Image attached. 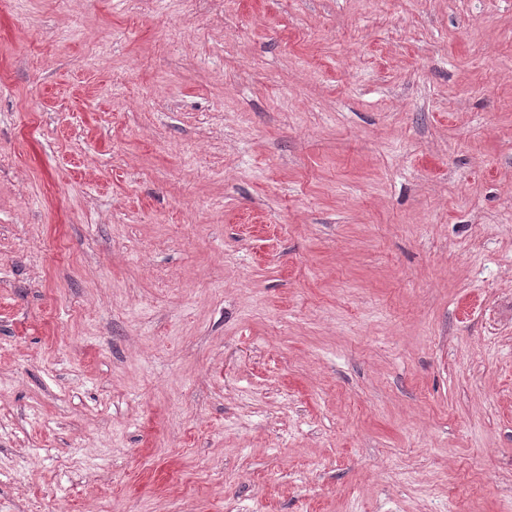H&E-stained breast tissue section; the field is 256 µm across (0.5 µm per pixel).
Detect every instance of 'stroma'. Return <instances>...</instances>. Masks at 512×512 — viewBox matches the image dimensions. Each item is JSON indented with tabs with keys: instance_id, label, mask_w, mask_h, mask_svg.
I'll return each instance as SVG.
<instances>
[{
	"instance_id": "1",
	"label": "stroma",
	"mask_w": 512,
	"mask_h": 512,
	"mask_svg": "<svg viewBox=\"0 0 512 512\" xmlns=\"http://www.w3.org/2000/svg\"><path fill=\"white\" fill-rule=\"evenodd\" d=\"M0 512H512V0H0Z\"/></svg>"
}]
</instances>
